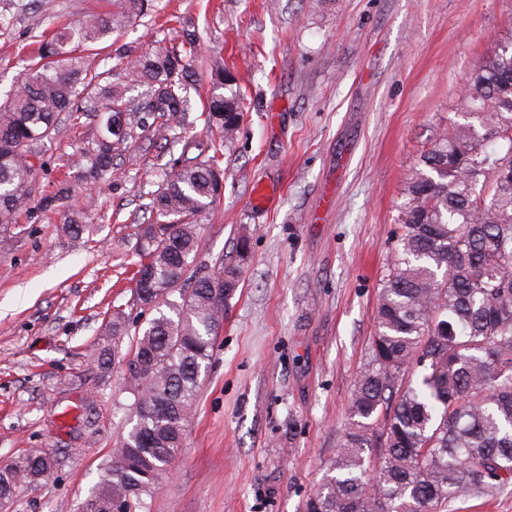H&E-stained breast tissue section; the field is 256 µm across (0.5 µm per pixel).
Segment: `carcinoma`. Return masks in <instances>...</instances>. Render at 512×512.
Instances as JSON below:
<instances>
[{"label":"carcinoma","instance_id":"obj_1","mask_svg":"<svg viewBox=\"0 0 512 512\" xmlns=\"http://www.w3.org/2000/svg\"><path fill=\"white\" fill-rule=\"evenodd\" d=\"M77 24L40 34L26 66L0 103V226L35 205L52 211L72 182L41 189L32 146L56 132L60 115L72 127L96 112L95 138L80 151V182L113 172L114 152L136 128L184 133V159L162 168L161 189L138 228L134 304L156 315L135 336L126 361L132 423L112 454L95 493V512L122 498L145 512V497L181 448L201 371L208 368L224 321L213 289L233 296L239 266L187 277L198 250V219L220 199L224 147L247 109L233 74L211 65L212 87L197 120L190 119L195 31L152 50L119 43L149 0H114ZM115 60L127 83L95 64ZM146 88L134 105L130 86ZM463 121L423 150L403 187L399 250L388 265L374 309L375 335L349 400V419L328 474L302 512H442L512 487V43L483 57L459 89ZM201 121L206 139L191 134ZM62 231H85L82 213ZM150 355L149 374L132 368ZM51 460L34 455L0 468V496Z\"/></svg>","mask_w":512,"mask_h":512}]
</instances>
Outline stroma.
<instances>
[{"label":"stroma","mask_w":512,"mask_h":512,"mask_svg":"<svg viewBox=\"0 0 512 512\" xmlns=\"http://www.w3.org/2000/svg\"><path fill=\"white\" fill-rule=\"evenodd\" d=\"M203 35L195 108L216 57L246 94L224 150V193L200 219L192 269L238 262L215 355L169 475L149 512H301L323 481L374 333L376 292L392 262L403 184L421 150L458 121L457 90L512 40V0H152ZM112 0H0V102L23 67L29 16L45 29L108 11ZM87 123L35 145L53 191L78 173ZM180 144L136 132L119 181L92 188L79 237L61 213L0 226V466L42 453L48 478L17 488L7 512H81L128 425L121 356L153 313L130 277L142 205L161 184L144 158ZM249 256L236 259L240 235ZM120 358L95 360L114 308Z\"/></svg>","instance_id":"35a3bbf8"}]
</instances>
